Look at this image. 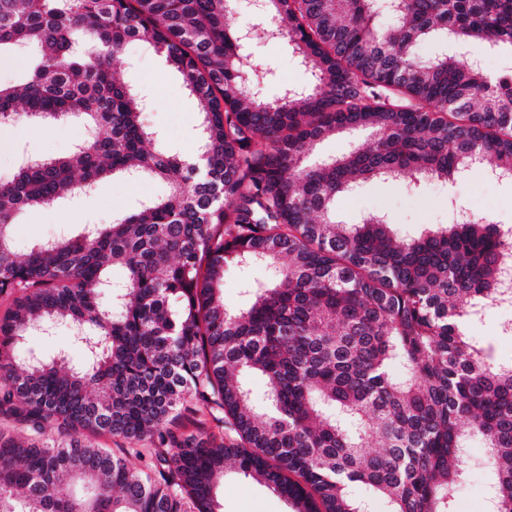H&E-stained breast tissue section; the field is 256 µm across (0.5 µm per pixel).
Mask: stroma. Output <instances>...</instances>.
I'll use <instances>...</instances> for the list:
<instances>
[{
    "mask_svg": "<svg viewBox=\"0 0 512 512\" xmlns=\"http://www.w3.org/2000/svg\"><path fill=\"white\" fill-rule=\"evenodd\" d=\"M250 60L257 69L272 71L276 77L275 82L264 87V96L275 95L279 84L300 83L305 79L303 70L284 45L257 42ZM115 72L117 78L146 98L144 122L159 132L163 143L192 152L197 107L165 59L140 44L131 43L126 46ZM84 135L85 129L77 119L37 127L24 122L0 124V180L10 179L21 159L37 160L71 153ZM166 192L162 182L149 177L137 181L121 176L105 179L88 191L66 195L52 206L19 214L12 227L14 245L21 250L32 242L54 237L65 228L76 234L87 225L111 223L116 214L134 211L142 202L164 196ZM461 211L495 224H512V185L498 182L483 168L476 167L452 186L430 180L413 191L405 182L377 179L336 200L337 220L354 224L363 215L378 214L394 222L398 232L405 236L414 235L427 224L451 223ZM60 353L65 354L70 369L79 367L86 358L84 347L75 342L64 323L49 333L25 336L18 348L22 358L31 354L51 358ZM483 452L481 439L471 438L466 479L454 491L455 512H488L485 498L488 472ZM217 500L220 512H292L287 500L243 475L233 465L224 471Z\"/></svg>",
    "mask_w": 512,
    "mask_h": 512,
    "instance_id": "1",
    "label": "stroma"
}]
</instances>
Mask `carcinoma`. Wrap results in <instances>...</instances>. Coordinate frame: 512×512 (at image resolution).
<instances>
[{
	"label": "carcinoma",
	"mask_w": 512,
	"mask_h": 512,
	"mask_svg": "<svg viewBox=\"0 0 512 512\" xmlns=\"http://www.w3.org/2000/svg\"><path fill=\"white\" fill-rule=\"evenodd\" d=\"M228 12V0H0V50L32 64L22 92L0 85V122L74 117L92 132L0 181V294L16 295L0 318V512H218L229 463L293 512H365L355 485L387 512H452L472 436L493 512H512V359L464 320L499 294L501 227L467 215L402 236L378 216L344 224L335 207L371 179L417 190L474 162L512 181V74L453 52L512 55V0H263L254 39L286 46L308 76L271 98ZM131 41L202 106L191 154L163 148L143 96L116 80ZM428 41L442 50L423 59ZM357 128L369 147L309 161L325 134ZM111 174L169 191L14 250L20 212ZM231 265L269 272L237 309L224 304ZM58 322L102 346L78 371L19 362L23 336ZM257 375L268 409L245 382ZM188 404L218 434L178 439Z\"/></svg>",
	"instance_id": "carcinoma-1"
}]
</instances>
